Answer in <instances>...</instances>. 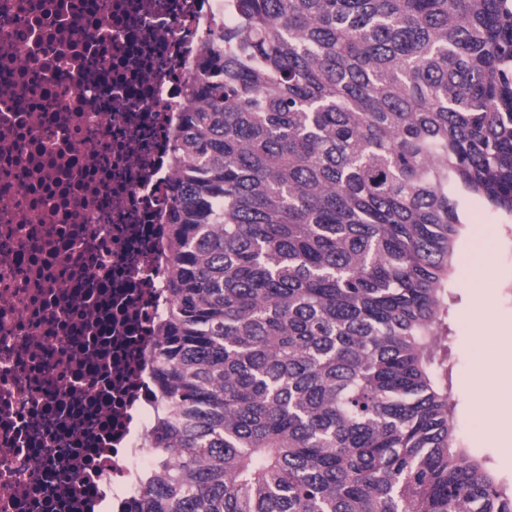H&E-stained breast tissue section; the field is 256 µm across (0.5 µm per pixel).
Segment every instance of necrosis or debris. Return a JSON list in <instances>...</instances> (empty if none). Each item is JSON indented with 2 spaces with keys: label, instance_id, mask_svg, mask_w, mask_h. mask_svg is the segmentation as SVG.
I'll list each match as a JSON object with an SVG mask.
<instances>
[{
  "label": "necrosis or debris",
  "instance_id": "obj_1",
  "mask_svg": "<svg viewBox=\"0 0 512 512\" xmlns=\"http://www.w3.org/2000/svg\"><path fill=\"white\" fill-rule=\"evenodd\" d=\"M224 0H0V512H121L161 462L179 86Z\"/></svg>",
  "mask_w": 512,
  "mask_h": 512
}]
</instances>
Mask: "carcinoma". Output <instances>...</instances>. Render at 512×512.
I'll list each match as a JSON object with an SVG mask.
<instances>
[{
    "mask_svg": "<svg viewBox=\"0 0 512 512\" xmlns=\"http://www.w3.org/2000/svg\"><path fill=\"white\" fill-rule=\"evenodd\" d=\"M173 146L134 512H512L463 448L448 282L512 223V0H230Z\"/></svg>",
    "mask_w": 512,
    "mask_h": 512,
    "instance_id": "1",
    "label": "carcinoma"
}]
</instances>
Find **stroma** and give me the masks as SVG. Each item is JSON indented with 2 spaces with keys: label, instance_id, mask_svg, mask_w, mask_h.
<instances>
[{
  "label": "stroma",
  "instance_id": "1",
  "mask_svg": "<svg viewBox=\"0 0 512 512\" xmlns=\"http://www.w3.org/2000/svg\"><path fill=\"white\" fill-rule=\"evenodd\" d=\"M478 243L484 249L486 274L474 279L456 270L448 287L454 425L462 446L486 461L499 482L512 489V441L492 430L488 418L475 415L480 391L471 382L479 356H493L499 347L512 349V228L483 211L471 218L459 256Z\"/></svg>",
  "mask_w": 512,
  "mask_h": 512
}]
</instances>
